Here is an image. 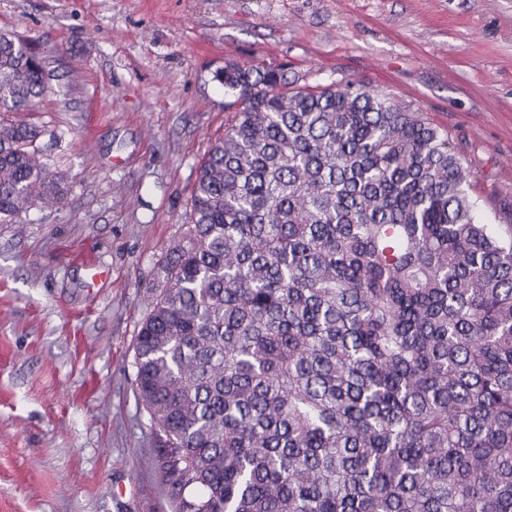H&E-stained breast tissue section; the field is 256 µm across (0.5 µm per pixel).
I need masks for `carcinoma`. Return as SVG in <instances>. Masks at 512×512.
<instances>
[{"label": "carcinoma", "mask_w": 512, "mask_h": 512, "mask_svg": "<svg viewBox=\"0 0 512 512\" xmlns=\"http://www.w3.org/2000/svg\"><path fill=\"white\" fill-rule=\"evenodd\" d=\"M0 34V223L62 203ZM232 122L153 278L135 386L173 512H512V222L359 81L227 62Z\"/></svg>", "instance_id": "carcinoma-1"}]
</instances>
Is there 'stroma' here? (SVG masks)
<instances>
[{
    "label": "stroma",
    "instance_id": "obj_1",
    "mask_svg": "<svg viewBox=\"0 0 512 512\" xmlns=\"http://www.w3.org/2000/svg\"><path fill=\"white\" fill-rule=\"evenodd\" d=\"M43 59L63 203L0 224V512H171L134 392L145 285L233 114L225 62L369 83L447 130L512 211V0H0Z\"/></svg>",
    "mask_w": 512,
    "mask_h": 512
}]
</instances>
